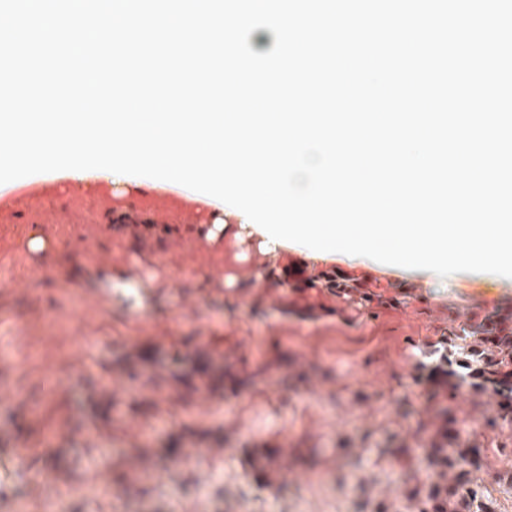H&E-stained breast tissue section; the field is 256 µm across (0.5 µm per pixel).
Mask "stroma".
<instances>
[{
	"label": "stroma",
	"instance_id": "stroma-1",
	"mask_svg": "<svg viewBox=\"0 0 512 512\" xmlns=\"http://www.w3.org/2000/svg\"><path fill=\"white\" fill-rule=\"evenodd\" d=\"M47 189L45 209L24 223L0 220V386L14 400L8 411L24 420L18 430L0 417V512L14 497L39 498L35 472L46 445L65 449L66 480L81 483L99 449L124 466L134 449L150 446L136 465L135 486L105 480L99 496L62 500L67 512H359L385 504L404 512V484L420 469L417 457L393 452L398 439L423 440L415 418H402L399 401L427 407L424 383L407 361L448 330L501 301H512V279L461 272L439 278L343 254L326 271L367 275L407 287L406 307L377 315L339 312L334 296L322 309L300 315L278 296L252 309L223 268L210 265L213 241H192L187 224H210L217 202L193 201L173 182L132 176L75 192L67 172L29 176ZM192 203V212L179 204ZM43 234L35 251L32 235ZM168 248L156 250L159 236ZM206 348L233 363L247 381L237 396L184 395L171 387L167 355ZM152 348L157 383L131 380L115 362ZM117 400L114 414L91 418L98 400L90 386ZM206 437L181 443L180 461L158 451L181 423ZM287 449L293 464L253 479L246 450L260 441ZM33 474L16 476L19 460ZM512 450L484 449L471 476L491 512H512V485L499 474ZM212 474L201 482V471Z\"/></svg>",
	"mask_w": 512,
	"mask_h": 512
}]
</instances>
